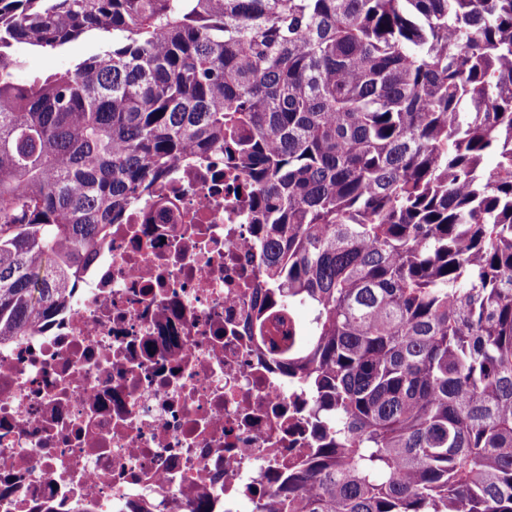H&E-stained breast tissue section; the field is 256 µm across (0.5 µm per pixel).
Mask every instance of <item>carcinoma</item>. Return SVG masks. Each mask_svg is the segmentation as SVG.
<instances>
[{"mask_svg": "<svg viewBox=\"0 0 512 512\" xmlns=\"http://www.w3.org/2000/svg\"><path fill=\"white\" fill-rule=\"evenodd\" d=\"M210 153L313 398L267 512H512V0H0V344ZM97 37L76 40L60 51H34L25 43H14L10 49L13 58L23 61L22 69L15 72L16 81L25 82L34 73H56L73 70L75 65L100 50Z\"/></svg>", "mask_w": 512, "mask_h": 512, "instance_id": "obj_1", "label": "carcinoma"}]
</instances>
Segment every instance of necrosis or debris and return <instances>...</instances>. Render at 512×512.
I'll list each match as a JSON object with an SVG mask.
<instances>
[{
    "mask_svg": "<svg viewBox=\"0 0 512 512\" xmlns=\"http://www.w3.org/2000/svg\"><path fill=\"white\" fill-rule=\"evenodd\" d=\"M255 227L224 163H177L64 315L0 346V512H259L311 441L247 320Z\"/></svg>",
    "mask_w": 512,
    "mask_h": 512,
    "instance_id": "necrosis-or-debris-1",
    "label": "necrosis or debris"
}]
</instances>
